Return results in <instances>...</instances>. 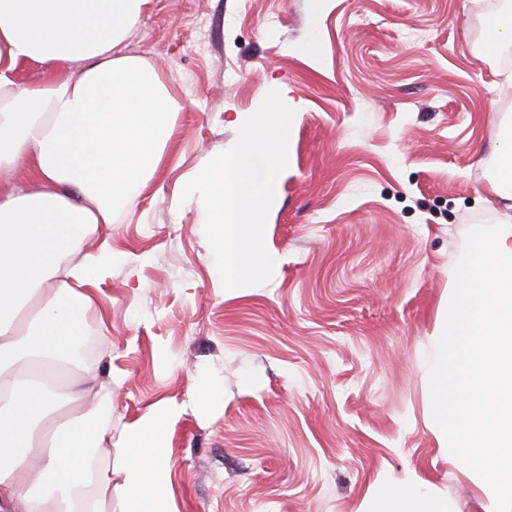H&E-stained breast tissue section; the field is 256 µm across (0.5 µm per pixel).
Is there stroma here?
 Returning <instances> with one entry per match:
<instances>
[{
    "label": "stroma",
    "instance_id": "35a3bbf8",
    "mask_svg": "<svg viewBox=\"0 0 512 512\" xmlns=\"http://www.w3.org/2000/svg\"><path fill=\"white\" fill-rule=\"evenodd\" d=\"M486 10L154 0L126 49L184 108L140 206L112 226L103 321L85 348L112 372L113 485L127 427L169 404L175 512H377L410 473L448 512H480L426 398L465 235L497 221L489 177L512 125V48L480 57ZM276 81L298 112L265 228L274 272L228 296L197 201L181 195Z\"/></svg>",
    "mask_w": 512,
    "mask_h": 512
}]
</instances>
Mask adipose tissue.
<instances>
[{"instance_id":"adipose-tissue-1","label":"adipose tissue","mask_w":512,"mask_h":512,"mask_svg":"<svg viewBox=\"0 0 512 512\" xmlns=\"http://www.w3.org/2000/svg\"><path fill=\"white\" fill-rule=\"evenodd\" d=\"M154 0H0V501L12 512H171L161 428L168 406L129 428L112 490V385L75 350L100 318L118 212L134 210L179 103L127 53ZM482 51L512 45V6L486 11ZM33 65L40 80L23 82ZM120 508H113V498ZM381 512H448L416 480Z\"/></svg>"}]
</instances>
